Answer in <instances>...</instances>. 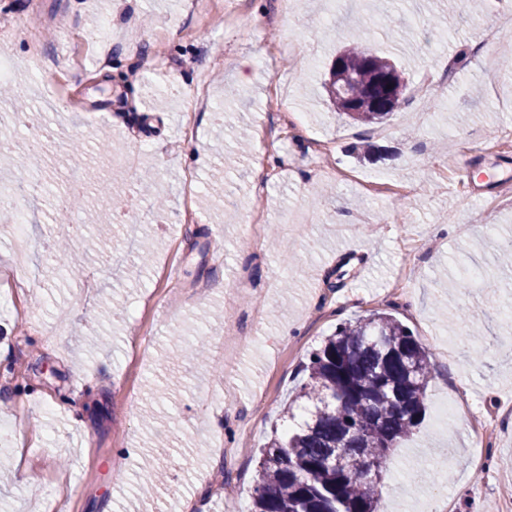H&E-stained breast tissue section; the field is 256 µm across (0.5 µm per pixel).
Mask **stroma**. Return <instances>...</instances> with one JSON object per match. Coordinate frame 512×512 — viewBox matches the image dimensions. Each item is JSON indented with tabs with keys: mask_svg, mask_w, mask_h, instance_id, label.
I'll use <instances>...</instances> for the list:
<instances>
[{
	"mask_svg": "<svg viewBox=\"0 0 512 512\" xmlns=\"http://www.w3.org/2000/svg\"><path fill=\"white\" fill-rule=\"evenodd\" d=\"M508 13L512 0L477 14L460 0H302L287 15L280 0H202L190 14L179 0H0V51L15 63L0 114L19 99L49 126L36 153L52 185L24 241L0 223V405L19 428L0 462L35 478L0 488V512L44 500L65 512H250L260 450L298 408L309 352L377 310L432 365L425 418L377 487L382 512H426L444 495L455 512H502L512 421L484 471L468 422L512 404V72L483 64L512 58V26L498 23ZM359 15L367 47L409 83L368 125L338 115L324 90ZM25 18L38 43L18 29ZM104 23L125 38L99 67L80 39ZM100 134L107 149L89 160L78 145ZM491 137L507 147L478 151ZM75 181L96 223L140 221L147 266L110 270L123 237L92 249L81 228L70 243L81 272L57 278L55 212ZM22 264L40 279H21ZM469 268L481 285L466 284ZM462 309L481 322L479 354L448 345ZM254 310L260 324L229 328ZM199 339L205 365L186 354ZM148 460L166 479L145 497L135 485Z\"/></svg>",
	"mask_w": 512,
	"mask_h": 512,
	"instance_id": "obj_1",
	"label": "stroma"
}]
</instances>
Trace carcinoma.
<instances>
[{
	"label": "carcinoma",
	"instance_id": "cac0c4a2",
	"mask_svg": "<svg viewBox=\"0 0 512 512\" xmlns=\"http://www.w3.org/2000/svg\"><path fill=\"white\" fill-rule=\"evenodd\" d=\"M358 21L336 55L339 77L324 83L337 111L361 124L384 119L375 108L377 77H390V110L406 90L391 60L360 40ZM54 269L76 277L77 260L54 249ZM300 420L261 449L251 512H379L375 488L394 447L422 423L431 368L428 350L395 316L373 313L345 322L309 355ZM375 475V480L368 476Z\"/></svg>",
	"mask_w": 512,
	"mask_h": 512
}]
</instances>
